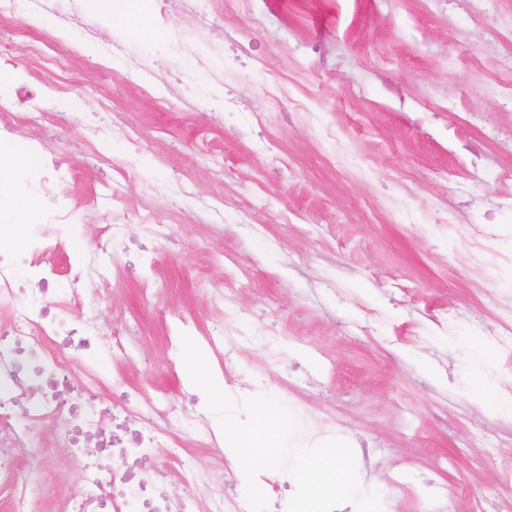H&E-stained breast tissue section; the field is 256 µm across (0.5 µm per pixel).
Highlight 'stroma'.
<instances>
[{
  "mask_svg": "<svg viewBox=\"0 0 512 512\" xmlns=\"http://www.w3.org/2000/svg\"><path fill=\"white\" fill-rule=\"evenodd\" d=\"M496 8L494 41L427 0H153L132 26L120 8L103 24L86 0H0L17 114L0 143L37 158L0 178V224L16 199L50 223L67 213L83 227L58 257L68 276L103 225L136 238L143 216L174 225L150 248L158 287L118 253L88 308L139 320L156 355L129 378L144 399L204 400L186 334L236 402L262 376L304 444L374 448L357 472L382 486L383 512H422L432 483L464 486L456 512H512V416L474 398L466 346L481 338L506 381L494 332L512 315V224L469 218L496 208L493 170L512 158L453 113L463 91L486 124L512 123L487 92L512 47V0ZM228 34L245 68L225 67ZM230 95L241 112H225ZM219 287L231 305L212 299ZM219 319L239 333L233 351L203 334Z\"/></svg>",
  "mask_w": 512,
  "mask_h": 512,
  "instance_id": "stroma-1",
  "label": "stroma"
}]
</instances>
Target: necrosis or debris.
<instances>
[{
  "label": "necrosis or debris",
  "instance_id": "1",
  "mask_svg": "<svg viewBox=\"0 0 512 512\" xmlns=\"http://www.w3.org/2000/svg\"><path fill=\"white\" fill-rule=\"evenodd\" d=\"M65 229L39 224L25 242L0 225V491L10 512H39L52 489L36 461L55 452L74 473L57 490L58 512H250L196 463L171 472L153 466L158 449L181 447L183 436L210 448L220 440L199 405L137 400L103 366L107 357L139 358L135 326L117 331L84 313L87 286L106 280L122 227L106 225L79 274L63 283L52 259ZM109 389L119 391L120 407L104 403ZM55 424L65 435L47 441L44 429ZM114 459L123 471L112 470Z\"/></svg>",
  "mask_w": 512,
  "mask_h": 512
}]
</instances>
